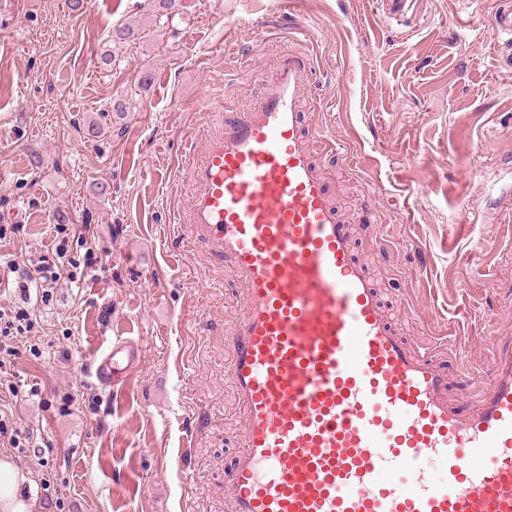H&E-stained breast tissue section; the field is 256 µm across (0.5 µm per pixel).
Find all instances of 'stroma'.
I'll return each mask as SVG.
<instances>
[{"label": "stroma", "instance_id": "obj_1", "mask_svg": "<svg viewBox=\"0 0 512 512\" xmlns=\"http://www.w3.org/2000/svg\"><path fill=\"white\" fill-rule=\"evenodd\" d=\"M494 2L410 0L397 21L384 0H175L167 16L156 0H0V224L17 227L0 241V312L35 317L0 368V410L30 444L1 441L0 458L34 512H226L243 289L178 239L180 164L219 130L213 113L257 97L294 15L319 25L305 119L358 258L413 346L489 374L512 339V67ZM118 23L137 38L113 49ZM117 97L125 119L88 138ZM61 224L90 225L74 256L101 264L47 291L7 286ZM119 338L142 359L112 388L93 359Z\"/></svg>", "mask_w": 512, "mask_h": 512}]
</instances>
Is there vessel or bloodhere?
<instances>
[{
	"label": "vessel or blood",
	"mask_w": 512,
	"mask_h": 512,
	"mask_svg": "<svg viewBox=\"0 0 512 512\" xmlns=\"http://www.w3.org/2000/svg\"><path fill=\"white\" fill-rule=\"evenodd\" d=\"M493 21L510 65L512 0H496ZM312 69L281 52L183 185L178 234L231 262L247 296L228 334L243 413L229 512H512V348L477 385L462 369L449 380L440 356L399 334L313 159ZM141 357L116 340L97 377L124 384ZM428 457L444 464L439 482L421 468Z\"/></svg>",
	"instance_id": "obj_1"
}]
</instances>
